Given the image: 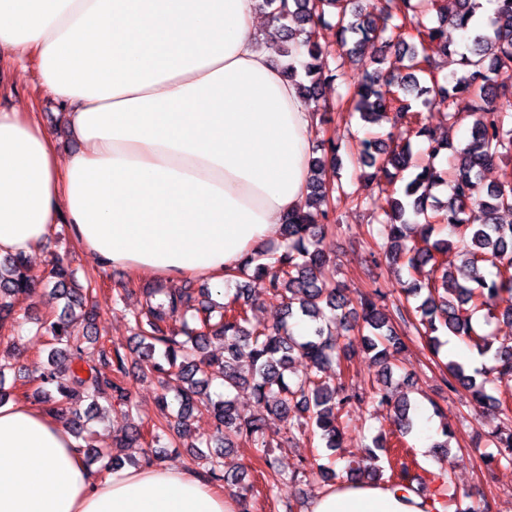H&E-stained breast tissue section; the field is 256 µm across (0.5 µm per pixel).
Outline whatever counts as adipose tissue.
I'll list each match as a JSON object with an SVG mask.
<instances>
[{
	"label": "adipose tissue",
	"instance_id": "obj_1",
	"mask_svg": "<svg viewBox=\"0 0 512 512\" xmlns=\"http://www.w3.org/2000/svg\"><path fill=\"white\" fill-rule=\"evenodd\" d=\"M36 59L82 147L0 110V255L59 222L99 264L224 280L305 198L317 118L266 46L259 0H0V48ZM409 484L340 481L308 512H437ZM0 512H237L191 470L93 478L60 421L0 405Z\"/></svg>",
	"mask_w": 512,
	"mask_h": 512
}]
</instances>
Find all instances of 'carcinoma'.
<instances>
[{
	"mask_svg": "<svg viewBox=\"0 0 512 512\" xmlns=\"http://www.w3.org/2000/svg\"><path fill=\"white\" fill-rule=\"evenodd\" d=\"M437 2L383 0L384 21L379 25L356 0H261V9L271 10L280 23L288 57L284 73L304 99L318 97L323 84L342 76L344 63L333 69L328 64L320 27L336 26V43L349 60L376 42L397 49L408 60L407 72L374 71L355 88L352 105L362 121L374 124L384 119L399 135L362 142L359 161L367 192L344 186L336 172L337 146L331 139L321 141L320 155L312 160L304 207L286 217L277 243L246 255L237 270L238 288L228 301L219 303L209 289L202 288L200 307L191 313L186 287L143 290L145 306L135 317V351L150 373L180 382L177 413L170 412L166 393L158 396L160 418L152 427V440L170 432L181 434L184 419L195 411L208 414L213 431L199 444L219 451L209 456L198 452L194 457L203 462L211 479L235 487L241 512H248L254 486L246 482L244 469L230 477L224 474V456L235 445L256 448L269 489L286 479L269 453L268 418L285 422L289 435L295 429L312 433L333 451L341 447L342 415L354 404L372 405L377 416L389 412L403 436L412 431L410 401L378 388L390 374L391 359L406 348L409 326L434 357L448 344L437 335L442 328L482 353L494 351L489 373L450 359L443 381L450 390L458 384L471 389L475 404L498 420L495 447L500 459L512 463V399L487 389L512 383V341H500L474 324L479 313L486 326L499 319L512 322V224L500 223V214L512 211V183L484 191L481 177L483 168L512 161V0H494L490 23L473 29L478 0H456L457 9L450 15L442 13ZM449 24L472 34L464 46L453 49L460 72L441 83L438 56L448 55ZM461 95L470 100L465 115L455 109ZM433 107L446 112L453 123L472 119L465 144L451 146L422 121V109ZM409 135L423 141L421 162H412L405 142ZM375 184L380 186L377 197L370 192ZM439 186L448 188L444 205L432 193ZM341 204L379 210L378 224L368 234L374 241H387L385 258L407 271L408 278L399 280L404 299L394 300L389 309L374 301L383 296L377 288L355 303L348 299L335 281V263L317 248L322 230L313 223V213L327 218ZM46 278L63 307L54 319L37 322L39 335L50 337L51 350L48 364L33 377L36 393L49 404L47 412L63 419L81 440L77 451L93 463L104 457L90 444L88 428L98 399L111 392L126 407L124 417L132 411L124 387L126 369L119 351L107 350L99 336L81 338L71 333L75 312L90 324L97 318L92 301L95 280L88 277L78 284L74 271L56 257ZM35 286L25 256L0 259L1 324L11 317L17 301L32 296ZM253 288H266L279 298L287 319L271 326L252 323ZM299 316L315 322L338 319L344 334L336 336L319 324L299 339L289 323ZM173 318L181 325L168 333L164 325ZM352 333L362 348L373 353L377 367L368 392L326 381L332 374L344 373ZM214 339L224 342L220 357L207 355ZM244 358L249 362L246 375L239 370ZM298 360L307 370L290 382L288 370ZM214 383L226 392L250 386L260 413L239 417L233 400L212 398L209 388ZM141 439L142 429L129 422L117 445L125 448ZM381 452L390 449L377 442L338 473L325 471L315 459L303 468L327 482L377 480Z\"/></svg>",
	"mask_w": 512,
	"mask_h": 512,
	"instance_id": "obj_1",
	"label": "carcinoma"
}]
</instances>
